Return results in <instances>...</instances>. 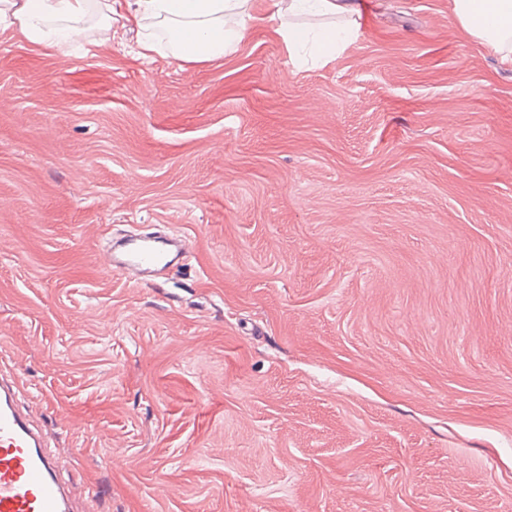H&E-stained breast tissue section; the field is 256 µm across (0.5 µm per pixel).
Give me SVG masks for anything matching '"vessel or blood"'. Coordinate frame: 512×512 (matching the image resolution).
Segmentation results:
<instances>
[{
  "label": "vessel or blood",
  "instance_id": "1",
  "mask_svg": "<svg viewBox=\"0 0 512 512\" xmlns=\"http://www.w3.org/2000/svg\"><path fill=\"white\" fill-rule=\"evenodd\" d=\"M177 241L127 236L112 250L110 271L137 273L150 282L171 266ZM15 380L0 377V512H74L69 488L56 473L57 463L33 427L17 396Z\"/></svg>",
  "mask_w": 512,
  "mask_h": 512
}]
</instances>
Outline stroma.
<instances>
[{"label": "stroma", "mask_w": 512, "mask_h": 512, "mask_svg": "<svg viewBox=\"0 0 512 512\" xmlns=\"http://www.w3.org/2000/svg\"><path fill=\"white\" fill-rule=\"evenodd\" d=\"M271 2L202 64L0 30V368L98 512H512V66L450 0L301 66ZM181 249L176 240L127 236L113 247L109 272L120 275L136 272L141 282L150 283L155 272L174 264Z\"/></svg>", "instance_id": "stroma-1"}]
</instances>
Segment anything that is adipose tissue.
I'll return each instance as SVG.
<instances>
[{
    "label": "adipose tissue",
    "instance_id": "1",
    "mask_svg": "<svg viewBox=\"0 0 512 512\" xmlns=\"http://www.w3.org/2000/svg\"><path fill=\"white\" fill-rule=\"evenodd\" d=\"M92 0H0V29L16 32L26 41L45 47H61L80 38L81 22ZM458 27L470 38L512 64V0H452ZM350 0H273L276 19L299 14L336 16L352 13ZM236 17L238 26L228 29L224 20ZM250 0H133L123 17L124 25L137 30L142 51L156 49L154 29L175 32L172 54L191 63L224 55L241 40L252 22ZM289 55L309 53L315 60L329 61L358 37L345 25L303 29L281 28Z\"/></svg>",
    "mask_w": 512,
    "mask_h": 512
}]
</instances>
